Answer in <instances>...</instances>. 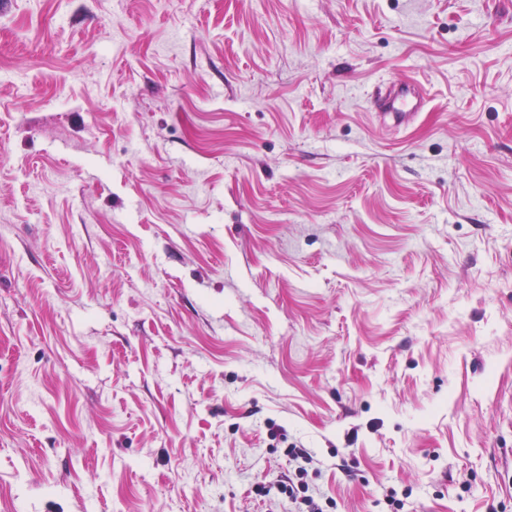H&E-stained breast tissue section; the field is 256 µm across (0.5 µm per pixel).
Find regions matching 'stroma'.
Listing matches in <instances>:
<instances>
[{
  "label": "stroma",
  "instance_id": "35a3bbf8",
  "mask_svg": "<svg viewBox=\"0 0 512 512\" xmlns=\"http://www.w3.org/2000/svg\"><path fill=\"white\" fill-rule=\"evenodd\" d=\"M287 476L512 512V0H0V512ZM427 95L417 84L408 81L391 82L377 92L374 104L384 117H392L397 126L409 124L427 105Z\"/></svg>",
  "mask_w": 512,
  "mask_h": 512
}]
</instances>
